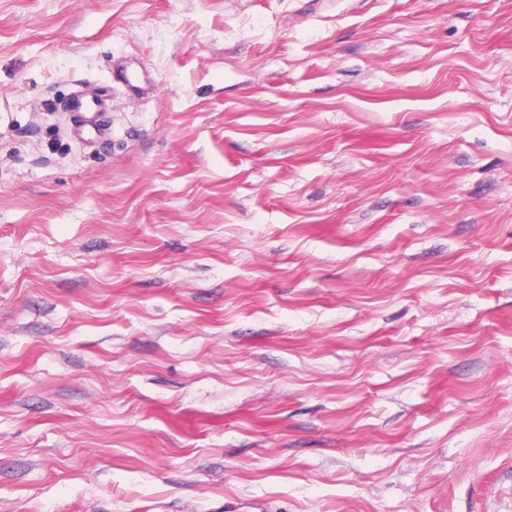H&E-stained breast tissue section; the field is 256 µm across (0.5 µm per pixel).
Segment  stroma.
<instances>
[{
  "mask_svg": "<svg viewBox=\"0 0 512 512\" xmlns=\"http://www.w3.org/2000/svg\"><path fill=\"white\" fill-rule=\"evenodd\" d=\"M0 512H512V0H0ZM107 99L74 94L64 104L65 112H72L76 117L75 135L91 143L99 130V116L107 108Z\"/></svg>",
  "mask_w": 512,
  "mask_h": 512,
  "instance_id": "stroma-1",
  "label": "stroma"
}]
</instances>
